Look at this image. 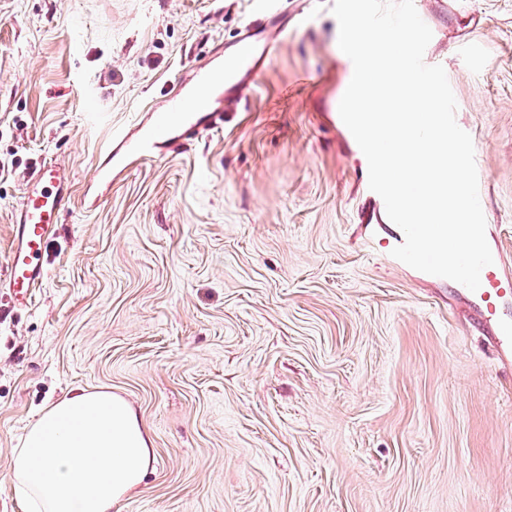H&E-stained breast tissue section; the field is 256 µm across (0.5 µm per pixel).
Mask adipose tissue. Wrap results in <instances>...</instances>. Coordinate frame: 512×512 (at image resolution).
<instances>
[{"label":"adipose tissue","instance_id":"obj_1","mask_svg":"<svg viewBox=\"0 0 512 512\" xmlns=\"http://www.w3.org/2000/svg\"><path fill=\"white\" fill-rule=\"evenodd\" d=\"M154 462L132 408L80 388L49 405L15 449L11 484L26 512H112Z\"/></svg>","mask_w":512,"mask_h":512}]
</instances>
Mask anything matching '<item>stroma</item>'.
<instances>
[{
    "label": "stroma",
    "mask_w": 512,
    "mask_h": 512,
    "mask_svg": "<svg viewBox=\"0 0 512 512\" xmlns=\"http://www.w3.org/2000/svg\"><path fill=\"white\" fill-rule=\"evenodd\" d=\"M414 2L512 275V0ZM253 10L0 0V512H24L13 449L77 388L121 396L152 439L113 512H512V374L453 282L388 260L398 227L339 121L353 64L329 5L289 26L222 127L96 185L113 132ZM44 162L65 167L70 205L21 308L7 253Z\"/></svg>",
    "instance_id": "stroma-1"
}]
</instances>
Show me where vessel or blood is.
<instances>
[{
	"instance_id": "1",
	"label": "vessel or blood",
	"mask_w": 512,
	"mask_h": 512,
	"mask_svg": "<svg viewBox=\"0 0 512 512\" xmlns=\"http://www.w3.org/2000/svg\"><path fill=\"white\" fill-rule=\"evenodd\" d=\"M285 33L284 27L275 24L271 10L259 11L239 32L235 47L224 55L223 65L192 66L190 75L179 78L171 90L154 100L133 128L113 134L109 148L112 164L98 169L96 179L109 180L113 171L176 151L223 125L225 112L260 83ZM69 200L61 166L45 163L28 176L7 260L8 285L18 304H28L47 275L43 250ZM469 297L480 310L488 328L486 340L501 367L511 370L512 318L501 308L512 298V276L504 272L501 260L483 268L480 287Z\"/></svg>"
}]
</instances>
